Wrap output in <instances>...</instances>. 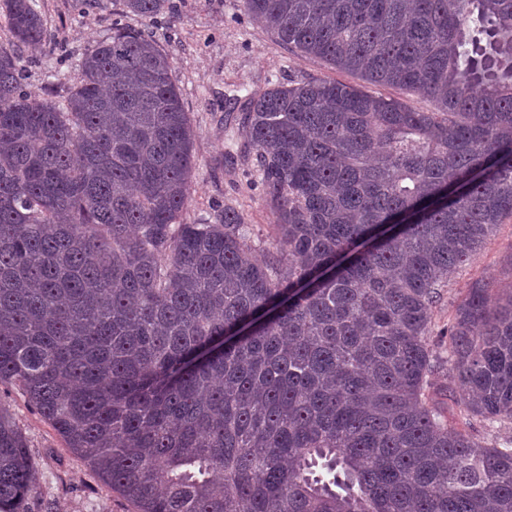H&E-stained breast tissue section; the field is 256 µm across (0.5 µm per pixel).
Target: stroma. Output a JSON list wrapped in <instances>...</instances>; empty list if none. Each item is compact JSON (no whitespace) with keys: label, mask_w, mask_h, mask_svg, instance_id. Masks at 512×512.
<instances>
[{"label":"stroma","mask_w":512,"mask_h":512,"mask_svg":"<svg viewBox=\"0 0 512 512\" xmlns=\"http://www.w3.org/2000/svg\"><path fill=\"white\" fill-rule=\"evenodd\" d=\"M47 37L38 47L20 51L27 86L43 92L51 74L75 77V65L95 41L109 36L115 4L80 8L75 0H39ZM172 13L154 19L128 17L129 26L146 29L173 56L175 77L186 111L193 117L195 169L188 206L183 214L193 224L211 218L215 209L231 204L242 212L258 257L273 247L277 216L255 184L251 161L227 163L243 138L228 101L251 90L288 81L327 79L363 87L364 91L430 107L423 95L363 83L361 77L336 70L321 59L288 49L275 35L255 23L242 0H173ZM512 252V218L500 224L477 258L458 268L444 289L432 330L443 341L451 305L471 282L486 278L512 281L503 258ZM0 409L5 410L28 440L35 462L36 492L28 512H135V506L112 491L68 448L62 436L29 402L19 385L0 383Z\"/></svg>","instance_id":"obj_1"}]
</instances>
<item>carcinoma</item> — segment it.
Wrapping results in <instances>:
<instances>
[{
	"mask_svg": "<svg viewBox=\"0 0 512 512\" xmlns=\"http://www.w3.org/2000/svg\"><path fill=\"white\" fill-rule=\"evenodd\" d=\"M155 18L172 0H118ZM336 80L251 93L274 209L255 257L233 206L182 220L193 122L172 56L113 21L65 96L22 83L36 0H0V382L138 512H512V288L445 283L512 217V0H243ZM448 366L444 396L431 377ZM34 461L0 410V512Z\"/></svg>",
	"mask_w": 512,
	"mask_h": 512,
	"instance_id": "cac0c4a2",
	"label": "carcinoma"
}]
</instances>
